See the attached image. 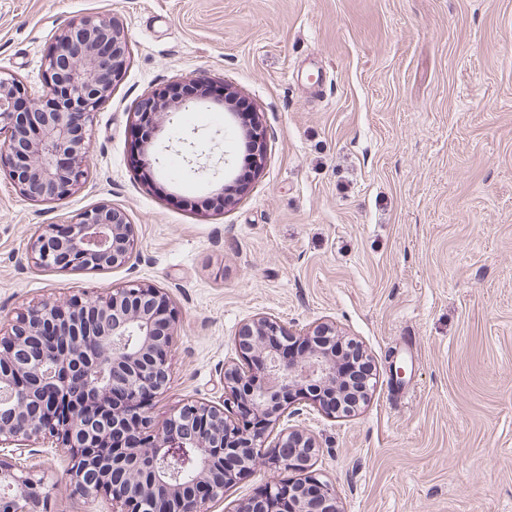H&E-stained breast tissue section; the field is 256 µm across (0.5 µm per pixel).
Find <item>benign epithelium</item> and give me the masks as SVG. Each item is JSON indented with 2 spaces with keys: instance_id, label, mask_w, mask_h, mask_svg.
<instances>
[{
  "instance_id": "benign-epithelium-1",
  "label": "benign epithelium",
  "mask_w": 512,
  "mask_h": 512,
  "mask_svg": "<svg viewBox=\"0 0 512 512\" xmlns=\"http://www.w3.org/2000/svg\"><path fill=\"white\" fill-rule=\"evenodd\" d=\"M126 67V37L120 28L87 16L56 35L44 58L47 90L31 96L11 74L0 73V172L37 203H59L84 183L91 152L93 112L120 80ZM200 96L159 106V123L135 125L144 135L143 167L159 157L153 140L175 112H190ZM198 130L179 140L188 171L202 176ZM255 165L264 157L266 132L254 121ZM137 254V235L126 213L110 203L87 209L69 224H41L31 237L28 261L44 271L119 268ZM296 335L268 316H258L237 337L240 361L220 370L223 395L217 401H189L162 422L153 402L167 386L173 348L180 340L177 310L167 291L130 281L86 300L30 306L0 336V512H46L45 476L9 456L19 443L32 456L52 459L59 448L70 460L67 475L81 496L105 495L113 512H206L224 498V488L267 467L292 473L268 483L263 498L249 499L237 512H277L279 489L294 488L288 512H339L336 489L312 470L316 441L289 426L271 445L265 434L249 435L232 414L241 401L272 426L288 407L333 411L327 396L353 392L339 378L336 357L322 347L288 360L267 343ZM112 439L110 472L82 480L93 465L92 449ZM295 449L283 461L277 449Z\"/></svg>"
}]
</instances>
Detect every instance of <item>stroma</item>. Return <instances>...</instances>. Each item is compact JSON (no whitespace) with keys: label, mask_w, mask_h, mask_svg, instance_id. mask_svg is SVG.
<instances>
[{"label":"stroma","mask_w":512,"mask_h":512,"mask_svg":"<svg viewBox=\"0 0 512 512\" xmlns=\"http://www.w3.org/2000/svg\"><path fill=\"white\" fill-rule=\"evenodd\" d=\"M86 15L124 30L126 69L76 194L36 203L0 174V325L115 283L167 289L181 339L162 417L219 399L254 315L300 334L332 324L374 367L368 397L283 422L314 434L341 512H512V0H0V71L42 89L53 37ZM198 78L230 86L267 131L260 170L219 209L204 201L247 136L224 104L203 100L163 132L197 130L212 180L129 158L137 104ZM102 202L134 224L137 259L30 266L38 225ZM63 469L47 472V512H112ZM270 477L256 466L209 512H235Z\"/></svg>","instance_id":"1"}]
</instances>
